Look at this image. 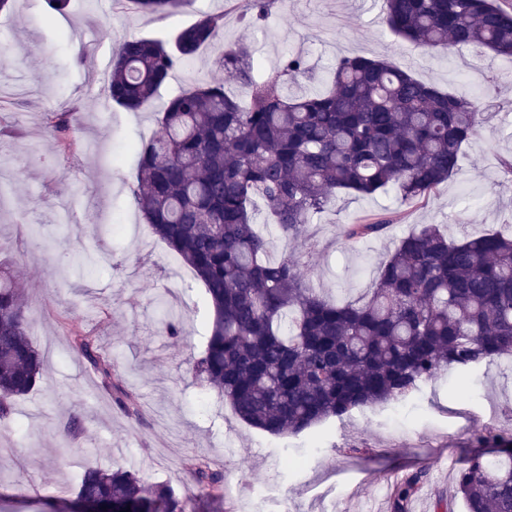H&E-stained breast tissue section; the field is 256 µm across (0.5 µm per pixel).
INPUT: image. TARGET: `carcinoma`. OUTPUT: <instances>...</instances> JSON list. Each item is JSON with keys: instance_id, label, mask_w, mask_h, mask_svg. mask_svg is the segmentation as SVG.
Masks as SVG:
<instances>
[{"instance_id": "1", "label": "carcinoma", "mask_w": 512, "mask_h": 512, "mask_svg": "<svg viewBox=\"0 0 512 512\" xmlns=\"http://www.w3.org/2000/svg\"><path fill=\"white\" fill-rule=\"evenodd\" d=\"M122 9L166 19L190 0H117ZM276 0H248L244 13L265 21ZM383 20L421 51L476 49L512 56V8L501 0H383ZM224 30L207 14L171 43L129 37L112 49L107 86L114 104L153 105L173 72L191 63ZM214 65L250 90L242 104L219 83L188 87L158 115L156 136L141 149L135 202L152 232L202 282L212 310L200 385L215 391L236 418L273 436L300 433L354 408L404 400L450 370L464 374L512 352V233L452 240L436 224L400 237L374 287L339 303L308 285L296 259L271 257L255 221L262 199L284 240L298 237L326 206L344 196L394 188L406 204L424 200L457 173L463 149L490 113L466 95L417 79L384 59L344 56L323 92L289 95L307 76L302 56L263 72L250 45L224 46ZM45 126L58 151L79 147L66 114ZM394 219L346 224L354 245L383 235ZM165 332L184 335L169 315ZM70 341L127 415L140 405L97 337ZM43 375V357L27 327L21 289L0 277V423L13 402ZM494 453L470 457L457 472L465 512H512V432L481 436ZM198 488L223 496L224 471L205 456L185 461ZM428 482L413 472L395 485L390 512H409ZM95 500L122 512H185L165 483L124 468L84 472L73 501Z\"/></svg>"}]
</instances>
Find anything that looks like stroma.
I'll return each instance as SVG.
<instances>
[{
  "mask_svg": "<svg viewBox=\"0 0 512 512\" xmlns=\"http://www.w3.org/2000/svg\"><path fill=\"white\" fill-rule=\"evenodd\" d=\"M237 0H192L165 20L129 13L116 0H69L60 19L46 21V0H12L0 11L7 60L0 62V158L18 176L0 208V268L24 289L28 331L45 357L37 388L14 404L0 427V512H36L64 505L90 467H125L149 482L169 483L190 512L211 505L183 467L202 455L221 467L238 492L223 512H390V493L407 474L429 472L426 493L412 512H435L452 501L457 466L480 450L481 419L502 415L512 430V358L476 369L468 396L444 377L409 399L353 409L297 434L273 437L237 420L197 383L192 366L204 348L209 308L198 280L177 286L182 264L155 237L136 206V148L157 131L154 111L113 106L106 87L112 47L131 36L172 38L211 13L224 15V42L244 40L266 71L289 54L305 57L321 77L340 57L383 58L416 78L478 98L492 116L463 151L458 174L425 203L401 207L395 194L345 196L309 224L303 237L275 241L289 251L310 283L336 300L365 293L379 261L418 224H443L459 240L512 225V178L498 160L512 156V60L469 50L430 54L386 27L377 0H276L267 21L245 26ZM208 47L177 70L156 94L163 107L195 82L244 86L216 68ZM49 112L70 115L80 142L94 153L57 156L44 136ZM40 143V155L27 145ZM76 202L72 223H59L55 204ZM404 217L380 237L347 245L344 225L396 209ZM113 263L98 262V251ZM187 318L175 342L163 333L158 294ZM92 331L118 371L129 373L141 413L128 417L100 388L95 372L73 349L69 331ZM78 416L72 434L68 420Z\"/></svg>",
  "mask_w": 512,
  "mask_h": 512,
  "instance_id": "1",
  "label": "stroma"
}]
</instances>
